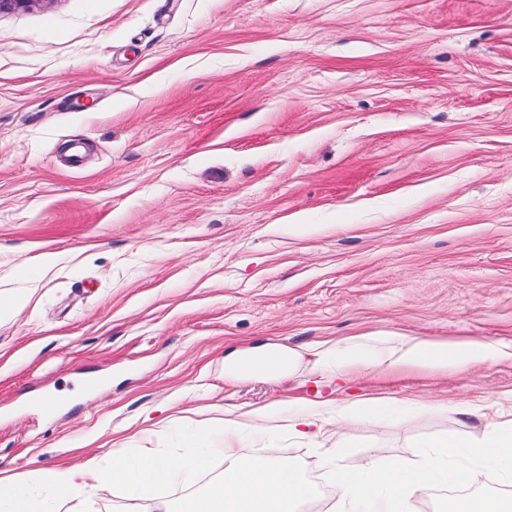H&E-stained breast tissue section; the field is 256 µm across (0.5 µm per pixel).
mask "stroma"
Listing matches in <instances>:
<instances>
[{
    "instance_id": "35a3bbf8",
    "label": "stroma",
    "mask_w": 512,
    "mask_h": 512,
    "mask_svg": "<svg viewBox=\"0 0 512 512\" xmlns=\"http://www.w3.org/2000/svg\"><path fill=\"white\" fill-rule=\"evenodd\" d=\"M87 158L67 170L71 141ZM0 476L45 479L275 401L422 410L346 440L512 419V363L335 384L337 342L512 341V0H37L0 14ZM267 347L298 362L231 371ZM287 427L245 443L335 497Z\"/></svg>"
}]
</instances>
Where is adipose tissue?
I'll return each mask as SVG.
<instances>
[{"label": "adipose tissue", "mask_w": 512, "mask_h": 512, "mask_svg": "<svg viewBox=\"0 0 512 512\" xmlns=\"http://www.w3.org/2000/svg\"><path fill=\"white\" fill-rule=\"evenodd\" d=\"M505 361H512V343L469 337L448 344L416 336H383L375 346L357 338L336 345L326 353L322 368L341 380L359 369L384 372L411 366L457 373L475 365ZM395 408L393 400L382 397H361L339 404L309 401L258 407L249 411L245 420L227 418L212 426L208 434L194 437L197 452L187 460L150 448L132 455L116 448L110 465L89 457L79 465L53 470L42 484L23 478H0V512H54L55 504L72 502L88 488L118 489L135 502L156 499V512H297L313 490L300 478L296 467L259 456L241 458V443L272 434L273 423L280 418L296 435L313 439L323 418L332 417L346 425L360 417L389 415ZM218 437L224 440L220 479L206 491L187 495L175 506H168L161 499L163 492L174 484L192 482L208 466Z\"/></svg>", "instance_id": "obj_1"}]
</instances>
